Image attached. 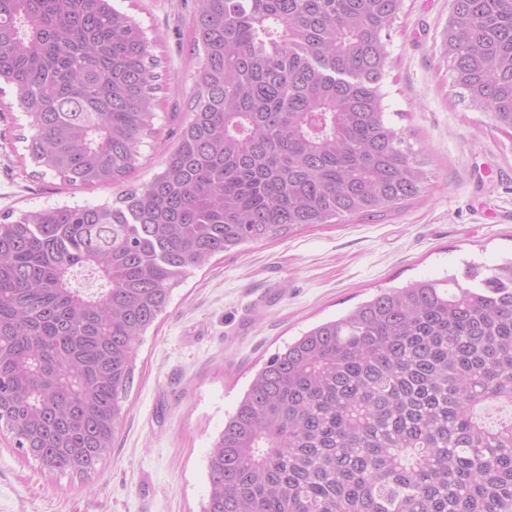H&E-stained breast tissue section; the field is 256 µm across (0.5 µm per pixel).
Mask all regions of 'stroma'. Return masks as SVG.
Wrapping results in <instances>:
<instances>
[{"mask_svg": "<svg viewBox=\"0 0 512 512\" xmlns=\"http://www.w3.org/2000/svg\"><path fill=\"white\" fill-rule=\"evenodd\" d=\"M155 40L162 75L156 132L136 170L85 189L41 174L11 85L0 86V215L115 201L164 168L187 116L176 85L197 61L185 50L189 0H112ZM450 0H404L390 32L386 117L425 158L417 198L374 222L322 224L211 258L191 270L142 337L126 416L94 473L48 472L0 434V512H203L207 460L268 358L381 290L490 269L512 256V136L458 96L442 54Z\"/></svg>", "mask_w": 512, "mask_h": 512, "instance_id": "stroma-1", "label": "stroma"}]
</instances>
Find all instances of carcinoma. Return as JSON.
Listing matches in <instances>:
<instances>
[{"label": "carcinoma", "mask_w": 512, "mask_h": 512, "mask_svg": "<svg viewBox=\"0 0 512 512\" xmlns=\"http://www.w3.org/2000/svg\"><path fill=\"white\" fill-rule=\"evenodd\" d=\"M403 0H195L189 116L120 205L0 217V429L49 472L112 450L136 346L192 267L417 197L425 162L385 119ZM454 87L512 136V0H451ZM110 0H0V81L26 150L110 186L155 132L161 74ZM387 288L255 374L211 449L206 512H512V259Z\"/></svg>", "instance_id": "cac0c4a2"}]
</instances>
